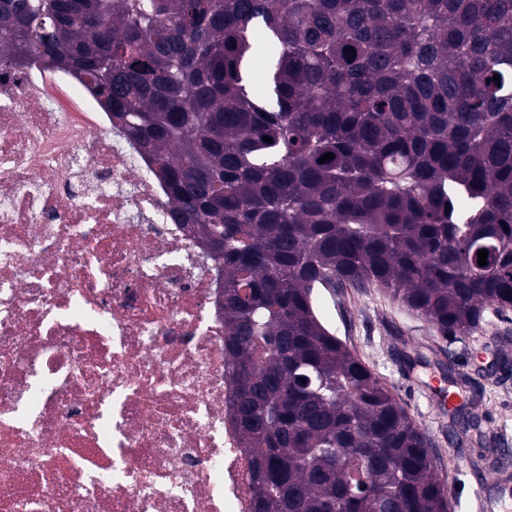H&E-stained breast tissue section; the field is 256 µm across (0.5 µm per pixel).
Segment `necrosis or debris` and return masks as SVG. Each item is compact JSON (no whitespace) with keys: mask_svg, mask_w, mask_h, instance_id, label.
<instances>
[{"mask_svg":"<svg viewBox=\"0 0 512 512\" xmlns=\"http://www.w3.org/2000/svg\"><path fill=\"white\" fill-rule=\"evenodd\" d=\"M75 74L0 69V512H255L224 277Z\"/></svg>","mask_w":512,"mask_h":512,"instance_id":"1","label":"necrosis or debris"}]
</instances>
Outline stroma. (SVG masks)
<instances>
[{
	"mask_svg": "<svg viewBox=\"0 0 512 512\" xmlns=\"http://www.w3.org/2000/svg\"><path fill=\"white\" fill-rule=\"evenodd\" d=\"M316 303L325 324L347 342L360 358L391 386L397 401L420 425L433 446L439 473L446 479L451 512H478L481 496L490 494L485 479L469 465L475 447H459L448 429V418L433 403L422 383L432 370L413 362V355L436 349L440 359L454 357L461 369L472 371L474 355L484 363L501 359L489 379H482L483 428L503 453L501 475L512 478V311L488 313L482 331L457 339L440 335L424 317L405 310L378 288L363 291L320 289ZM505 337L501 351L491 355L484 346L492 335Z\"/></svg>",
	"mask_w": 512,
	"mask_h": 512,
	"instance_id": "35a3bbf8",
	"label": "stroma"
}]
</instances>
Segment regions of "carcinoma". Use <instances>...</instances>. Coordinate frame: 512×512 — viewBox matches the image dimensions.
I'll return each mask as SVG.
<instances>
[{
    "label": "carcinoma",
    "instance_id": "obj_1",
    "mask_svg": "<svg viewBox=\"0 0 512 512\" xmlns=\"http://www.w3.org/2000/svg\"><path fill=\"white\" fill-rule=\"evenodd\" d=\"M20 49L106 97L220 238L257 512H448L429 437L314 290L382 288L454 338L512 310V0H0V67ZM479 403L448 428L494 456Z\"/></svg>",
    "mask_w": 512,
    "mask_h": 512
}]
</instances>
